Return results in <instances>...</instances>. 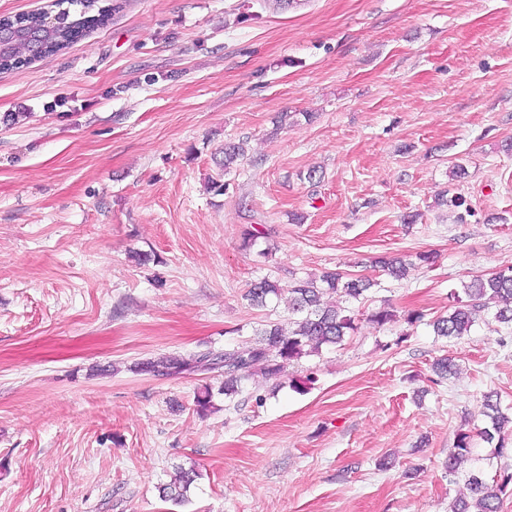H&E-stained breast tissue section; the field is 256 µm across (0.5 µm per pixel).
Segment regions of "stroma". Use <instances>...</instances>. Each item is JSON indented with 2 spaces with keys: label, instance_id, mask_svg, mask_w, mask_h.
Here are the masks:
<instances>
[{
  "label": "stroma",
  "instance_id": "obj_1",
  "mask_svg": "<svg viewBox=\"0 0 512 512\" xmlns=\"http://www.w3.org/2000/svg\"><path fill=\"white\" fill-rule=\"evenodd\" d=\"M103 2L106 26L0 72V512H451L462 428L486 479L512 470L477 437L486 393L512 404V328L429 325L512 264V0ZM420 252L399 281L374 265ZM324 271L375 282L343 346L230 399L217 370L137 371L287 325L250 284ZM472 437L469 432L456 433L453 447L448 450V473L455 474L462 465L469 460L471 453ZM174 481L164 484L159 488L160 496L164 501H173L175 504L184 502L190 484L194 480L192 472L178 468Z\"/></svg>",
  "mask_w": 512,
  "mask_h": 512
}]
</instances>
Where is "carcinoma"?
<instances>
[{
    "instance_id": "carcinoma-1",
    "label": "carcinoma",
    "mask_w": 512,
    "mask_h": 512,
    "mask_svg": "<svg viewBox=\"0 0 512 512\" xmlns=\"http://www.w3.org/2000/svg\"><path fill=\"white\" fill-rule=\"evenodd\" d=\"M55 8L54 22L46 25L42 13L33 12L0 18V69H13L28 65L42 57L55 54L81 39L95 26L108 21V10L97 6V0H52ZM381 265L391 277H405L409 262L400 259H383ZM373 283L360 275L327 272L319 278L294 280L288 288L269 277L251 283L245 294L250 305L264 308L272 299L288 292L292 321L288 328L271 324L255 332V339L248 345L227 343L222 348L183 356H161L149 359L139 366V371L155 377L177 376L183 373L206 371L213 365H224V396L231 398L239 393L245 373L254 369L264 379L278 378L287 365L302 355L321 350L324 346H340L345 338L357 329L356 317L336 301H359ZM465 299L457 300L448 314L432 322L434 334L446 338L467 335L474 323L485 312L493 318L512 325V265L503 266L489 275L473 277L463 285ZM486 426L480 436L495 444L498 453L508 445L507 426L512 417L503 411L500 400L493 393L484 396ZM472 437L468 432L456 433L453 447L448 449V473L455 474L469 460ZM471 498L459 499L452 512H499L501 496L512 487V471L499 474L488 483L483 472L471 470L467 474ZM193 481L192 473L183 469L174 481L159 488L165 501L184 502Z\"/></svg>"
}]
</instances>
